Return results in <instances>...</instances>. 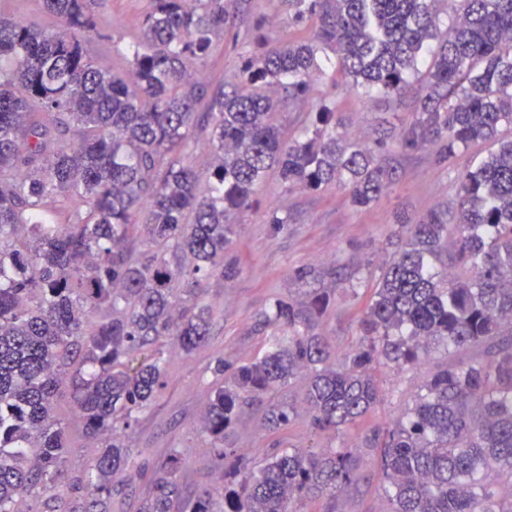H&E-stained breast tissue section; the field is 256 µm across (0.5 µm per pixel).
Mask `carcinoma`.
<instances>
[{"label":"carcinoma","mask_w":512,"mask_h":512,"mask_svg":"<svg viewBox=\"0 0 512 512\" xmlns=\"http://www.w3.org/2000/svg\"><path fill=\"white\" fill-rule=\"evenodd\" d=\"M150 2L126 77L84 55L83 0H44L62 22L54 33L0 17V512L46 493L52 512H112L116 486L137 479L121 433L167 386L162 343L204 346L205 285L235 273L231 216L272 170L286 190L339 183L368 206L395 182L379 159L389 139L435 145L442 161L486 146L459 173L455 222L436 209L400 220L336 366L321 333L329 296L276 299L266 322L288 329V345L212 368L202 433L222 491L184 495L188 449L172 448L137 512H297L322 499L336 512V493L362 479L352 451L274 448L256 468L225 432L254 403L269 427L290 425L297 410L278 394L297 378L313 428L353 426L380 403L381 366L418 368L437 350L474 354L432 371L413 406L359 444L378 453L389 512H512V0H279L313 36L268 43L209 97L187 65L206 62L220 34L239 45L251 0ZM329 68L369 97L414 92L411 122L368 143L324 105L285 137L272 114ZM72 126L80 139L65 144ZM199 134L213 154L205 175L185 163ZM68 201L86 205L81 222L57 218ZM66 379L96 448L79 499L54 410Z\"/></svg>","instance_id":"carcinoma-1"}]
</instances>
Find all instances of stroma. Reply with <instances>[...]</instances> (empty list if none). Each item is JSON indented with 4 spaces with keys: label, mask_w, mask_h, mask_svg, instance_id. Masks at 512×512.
Here are the masks:
<instances>
[{
    "label": "stroma",
    "mask_w": 512,
    "mask_h": 512,
    "mask_svg": "<svg viewBox=\"0 0 512 512\" xmlns=\"http://www.w3.org/2000/svg\"><path fill=\"white\" fill-rule=\"evenodd\" d=\"M85 5L94 22L83 42L86 56L94 64L129 72L130 47L143 33L149 0H85ZM251 8L252 17L268 16L275 23L250 30L247 50H255L262 36L294 40L311 34L310 27L289 25L287 18L280 16L276 0H252ZM0 16L47 30L61 26L60 20L46 9L44 0H0ZM242 50L224 39L215 42L205 65L192 66L193 79L210 93L233 82ZM324 104L334 106L349 133L361 136L381 125L394 129L406 125L413 109L410 95L389 101L377 95L369 98L341 73L329 72L314 83L305 99L283 105L273 119L286 137L294 138L307 124L311 112ZM382 161L395 169L396 181L380 201L367 207L354 206L337 186L316 192L298 186L282 191L276 174H269L257 193V210L234 219L232 243L224 252V261L236 266V274L209 282L207 299L214 307V322L206 345L189 356L167 347V386L139 424L124 436L136 465L156 466L168 449L190 446L194 453L185 466V495L207 487H223L224 474L213 467L211 451L201 440L202 414L214 380L212 368L216 358L239 364L262 356L273 342H287V331L262 323V315L274 299L299 300L309 289H326L331 307L322 328L331 347V363H338L354 345L351 273L377 272L393 248L397 216L415 218L433 209L454 210L458 175L465 163L461 156L440 161L430 146L413 152L393 148ZM275 210L288 218L283 229H275L269 222V215ZM446 360V353L441 351L432 362L418 368H382V399L373 415L374 423H392L411 407L429 372ZM283 397L296 406L298 421L275 432L265 424L260 406H246L235 430L227 434L226 443L240 448L254 465L272 448L338 449L357 445V464L365 480L359 488L337 493L336 512H387L389 505L375 452L358 445L366 426L313 429L302 404L300 384L285 390ZM55 414L67 426L71 450L68 474L70 478H80L95 450L75 416L70 383L59 387Z\"/></svg>",
    "instance_id": "obj_1"
}]
</instances>
